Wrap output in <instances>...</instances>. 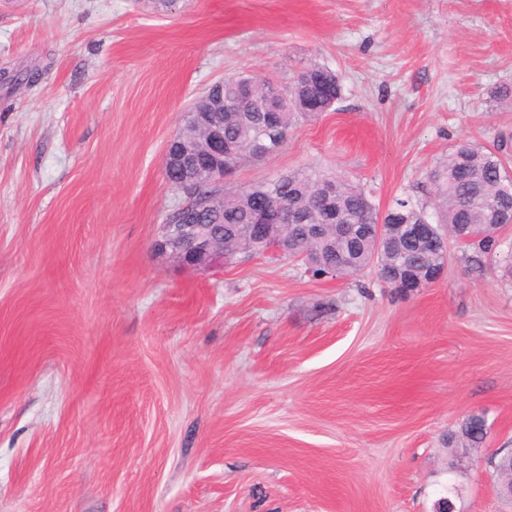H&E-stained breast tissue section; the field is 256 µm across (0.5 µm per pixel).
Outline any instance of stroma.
Returning <instances> with one entry per match:
<instances>
[{"label": "stroma", "mask_w": 512, "mask_h": 512, "mask_svg": "<svg viewBox=\"0 0 512 512\" xmlns=\"http://www.w3.org/2000/svg\"><path fill=\"white\" fill-rule=\"evenodd\" d=\"M313 63L339 101L235 185L318 164L383 211L512 141V0H0V77L40 74L0 81V512H512V230L408 297L154 247L190 100ZM487 436V427L484 418L470 416L460 427L459 438H462L470 446H478L483 443Z\"/></svg>", "instance_id": "1"}]
</instances>
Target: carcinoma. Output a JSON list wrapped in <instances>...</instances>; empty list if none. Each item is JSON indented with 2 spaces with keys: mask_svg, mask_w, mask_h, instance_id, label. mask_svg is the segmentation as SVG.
<instances>
[{
  "mask_svg": "<svg viewBox=\"0 0 512 512\" xmlns=\"http://www.w3.org/2000/svg\"><path fill=\"white\" fill-rule=\"evenodd\" d=\"M286 90L293 99V109L282 119V127L289 132L299 120L314 117L311 112L301 109L305 97H314L319 89L314 82H304L297 77L289 86L283 87L269 78L254 77L253 96L265 98L272 90ZM275 144L279 130L265 124L256 117L255 125L243 122L232 112L224 113V137L236 138L248 143L252 134ZM507 144L499 141L491 147L479 146L467 139L456 142L448 156L430 170L428 180L434 192V204H421L411 197L393 201L387 212L382 214L376 208L366 191L342 177L317 167H305L286 175L268 178L246 187H224V190L207 188L196 183L181 188L176 197L188 202V209L181 212L185 224H213L224 228V245L241 250L247 249L243 225L254 221L255 210L251 198L255 195L281 199L285 204L306 212L315 224L325 217L322 195L327 183L336 185V192L330 204L339 218L346 224H417L421 216L432 213L440 236L451 231L456 224H475L476 236L469 243L471 253L467 262L471 269L480 271L486 260L500 245V233L512 223V176L508 171ZM224 194V202L213 200ZM292 249L307 252V259L315 265L316 277L334 267L337 276L356 274L373 265L375 261L373 244L360 242L351 259L344 258L348 244L344 241H322L309 243L292 241ZM386 264L406 263L415 274L422 275L429 263L426 254L410 248L402 241L394 243L385 257ZM487 436L484 418L470 416L460 427V438L470 446H478Z\"/></svg>",
  "mask_w": 512,
  "mask_h": 512,
  "instance_id": "1",
  "label": "carcinoma"
}]
</instances>
